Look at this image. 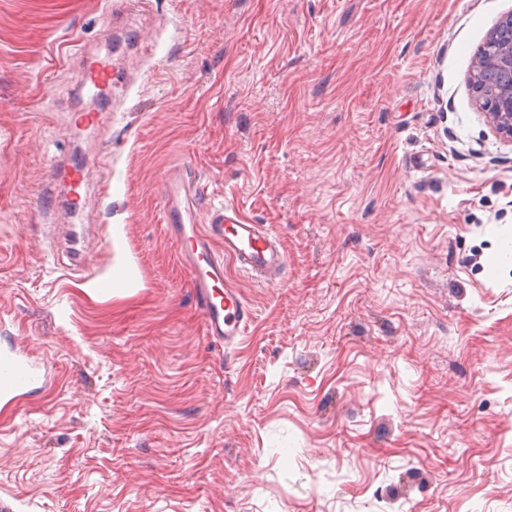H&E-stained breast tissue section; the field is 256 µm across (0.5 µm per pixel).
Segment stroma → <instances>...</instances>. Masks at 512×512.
Instances as JSON below:
<instances>
[{
    "instance_id": "35a3bbf8",
    "label": "stroma",
    "mask_w": 512,
    "mask_h": 512,
    "mask_svg": "<svg viewBox=\"0 0 512 512\" xmlns=\"http://www.w3.org/2000/svg\"><path fill=\"white\" fill-rule=\"evenodd\" d=\"M111 8L0 0V354L40 373L0 398V512H512V144L468 84L512 0ZM97 52L121 78L74 130ZM78 153L91 212L45 215ZM180 164L287 254L225 263L228 353L161 223Z\"/></svg>"
}]
</instances>
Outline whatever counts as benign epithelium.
<instances>
[{
	"mask_svg": "<svg viewBox=\"0 0 512 512\" xmlns=\"http://www.w3.org/2000/svg\"><path fill=\"white\" fill-rule=\"evenodd\" d=\"M487 42L490 49L474 57L469 80L476 81V76L484 72L508 74L509 82L493 90V99L489 103H483L480 96L476 97V103L485 111L495 134L512 143V13L494 27Z\"/></svg>",
	"mask_w": 512,
	"mask_h": 512,
	"instance_id": "7a95c632",
	"label": "benign epithelium"
}]
</instances>
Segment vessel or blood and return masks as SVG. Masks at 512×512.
<instances>
[{
    "mask_svg": "<svg viewBox=\"0 0 512 512\" xmlns=\"http://www.w3.org/2000/svg\"><path fill=\"white\" fill-rule=\"evenodd\" d=\"M112 76L109 59L86 57L80 88L90 105L74 113L73 125L98 127L100 115L95 102L101 90L111 86ZM93 168L89 161L75 164L61 160L51 168L52 180H64L69 186L66 206L71 217H80L86 207L82 188L88 184ZM161 189L164 229L176 245L180 264L191 274L206 334L214 344L232 349L244 336L252 311L238 288L225 277V262H233L252 276L272 280L286 266L284 247L275 234L252 223L233 204L206 206L205 185L187 173L185 167L169 170ZM35 381L36 374L29 362L11 355L0 357V397L15 396Z\"/></svg>",
    "mask_w": 512,
    "mask_h": 512,
    "instance_id": "vessel-or-blood-1",
    "label": "vessel or blood"
}]
</instances>
